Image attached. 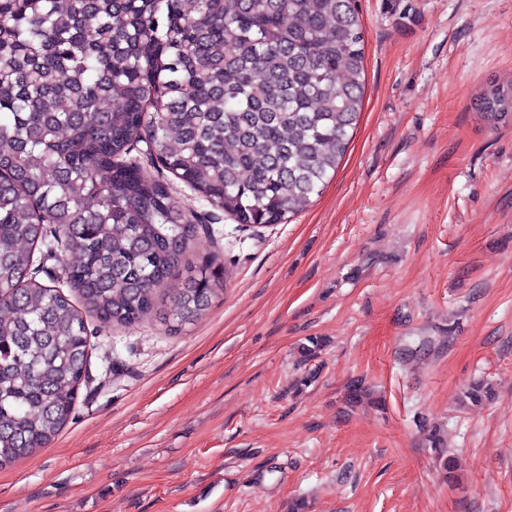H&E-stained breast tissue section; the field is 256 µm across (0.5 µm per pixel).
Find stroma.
<instances>
[{"instance_id":"1","label":"stroma","mask_w":512,"mask_h":512,"mask_svg":"<svg viewBox=\"0 0 512 512\" xmlns=\"http://www.w3.org/2000/svg\"><path fill=\"white\" fill-rule=\"evenodd\" d=\"M356 8L363 106L335 175L256 229L167 176L213 231L187 261L218 252L227 286L175 333L89 318L71 420L0 469V512H512V121L477 106L512 82V0ZM355 378L382 406L347 404ZM476 378L495 398L460 408ZM426 441L435 455V461L441 472L442 480L449 484L457 483V465L455 458L448 454V448L444 447L443 440L437 429H431L426 434Z\"/></svg>"}]
</instances>
